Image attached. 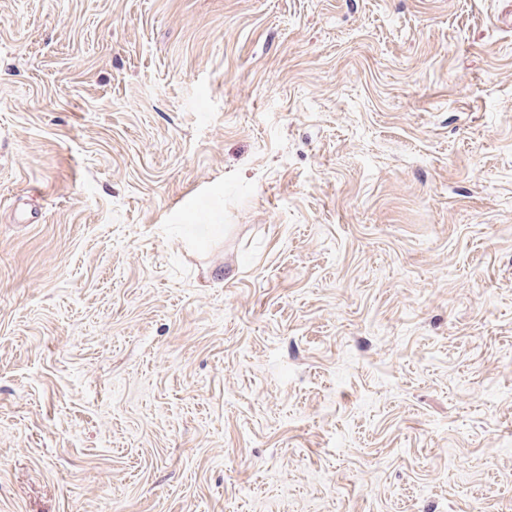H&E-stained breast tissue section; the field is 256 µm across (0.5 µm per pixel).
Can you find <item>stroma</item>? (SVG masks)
Listing matches in <instances>:
<instances>
[{"instance_id": "35a3bbf8", "label": "stroma", "mask_w": 512, "mask_h": 512, "mask_svg": "<svg viewBox=\"0 0 512 512\" xmlns=\"http://www.w3.org/2000/svg\"><path fill=\"white\" fill-rule=\"evenodd\" d=\"M507 11L0 0V512H512Z\"/></svg>"}]
</instances>
